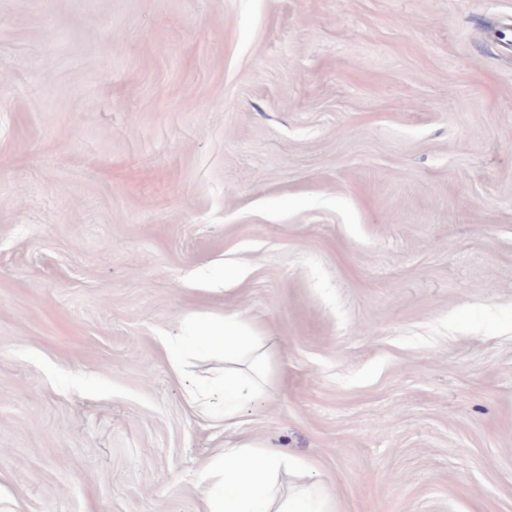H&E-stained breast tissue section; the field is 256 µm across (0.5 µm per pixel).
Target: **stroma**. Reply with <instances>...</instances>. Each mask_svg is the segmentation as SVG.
Listing matches in <instances>:
<instances>
[{
  "mask_svg": "<svg viewBox=\"0 0 512 512\" xmlns=\"http://www.w3.org/2000/svg\"><path fill=\"white\" fill-rule=\"evenodd\" d=\"M264 336L233 424L164 336ZM512 512V0H0V512ZM160 343L168 355L171 356L170 364L173 372L177 375L183 374L189 359L195 356L194 350L186 346L184 342H174L168 336L161 337ZM174 348H176L175 352ZM309 467L302 459L255 441L222 448L198 473L202 512H331V495L325 487L301 486L287 496L281 491L278 476L282 471L301 472Z\"/></svg>",
  "mask_w": 512,
  "mask_h": 512,
  "instance_id": "1",
  "label": "stroma"
}]
</instances>
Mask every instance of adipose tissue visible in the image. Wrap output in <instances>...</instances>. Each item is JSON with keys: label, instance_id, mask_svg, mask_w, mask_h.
Returning <instances> with one entry per match:
<instances>
[{"label": "adipose tissue", "instance_id": "obj_1", "mask_svg": "<svg viewBox=\"0 0 512 512\" xmlns=\"http://www.w3.org/2000/svg\"><path fill=\"white\" fill-rule=\"evenodd\" d=\"M206 334L216 351L223 353L226 367L220 385L232 402L224 408L225 420H234L235 402L265 389L269 363L261 350V337L249 334L228 318H205ZM307 463L245 440L221 449L199 472L203 488V512H330V492L313 484L282 493L281 472L307 470Z\"/></svg>", "mask_w": 512, "mask_h": 512}]
</instances>
